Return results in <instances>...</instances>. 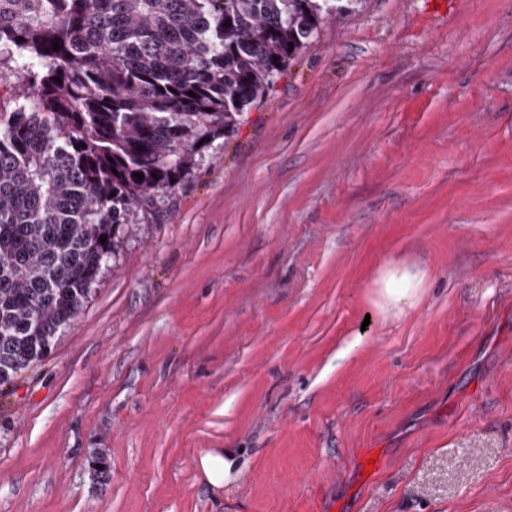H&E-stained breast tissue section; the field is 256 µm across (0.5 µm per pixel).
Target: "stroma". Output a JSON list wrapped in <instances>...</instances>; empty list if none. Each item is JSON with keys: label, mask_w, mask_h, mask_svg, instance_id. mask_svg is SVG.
<instances>
[{"label": "stroma", "mask_w": 512, "mask_h": 512, "mask_svg": "<svg viewBox=\"0 0 512 512\" xmlns=\"http://www.w3.org/2000/svg\"><path fill=\"white\" fill-rule=\"evenodd\" d=\"M155 199L0 388V512H512V0L326 19ZM425 272L404 262L388 263L374 282L375 305L381 313H404L419 301ZM200 466L207 482L216 489H224L225 485L235 482L241 472L232 448L207 452L200 458Z\"/></svg>", "instance_id": "35a3bbf8"}]
</instances>
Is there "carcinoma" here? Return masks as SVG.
<instances>
[{
	"label": "carcinoma",
	"instance_id": "cac0c4a2",
	"mask_svg": "<svg viewBox=\"0 0 512 512\" xmlns=\"http://www.w3.org/2000/svg\"><path fill=\"white\" fill-rule=\"evenodd\" d=\"M357 3L0 0V81L24 87L0 106V386L76 319L121 226L154 216L153 191L184 181Z\"/></svg>",
	"mask_w": 512,
	"mask_h": 512
}]
</instances>
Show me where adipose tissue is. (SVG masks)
I'll use <instances>...</instances> for the list:
<instances>
[{"instance_id": "obj_1", "label": "adipose tissue", "mask_w": 512, "mask_h": 512, "mask_svg": "<svg viewBox=\"0 0 512 512\" xmlns=\"http://www.w3.org/2000/svg\"><path fill=\"white\" fill-rule=\"evenodd\" d=\"M424 283L423 270L404 262H390L374 282L375 305L384 313H404L418 303ZM200 466L208 483L217 489L235 482L240 475L236 453L231 448L207 452L201 457Z\"/></svg>"}]
</instances>
